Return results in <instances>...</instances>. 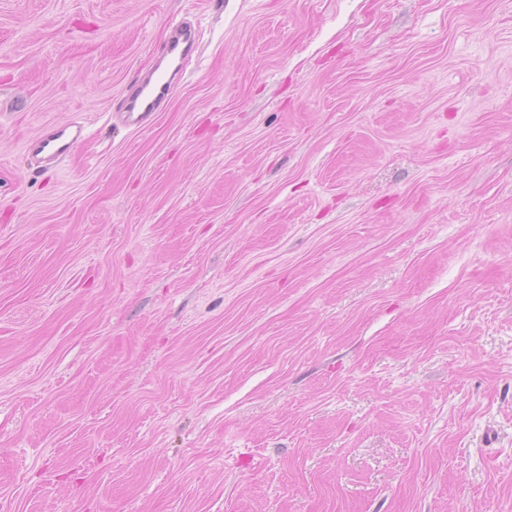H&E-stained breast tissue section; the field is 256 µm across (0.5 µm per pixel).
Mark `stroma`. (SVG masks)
I'll return each mask as SVG.
<instances>
[{"label":"stroma","instance_id":"obj_1","mask_svg":"<svg viewBox=\"0 0 512 512\" xmlns=\"http://www.w3.org/2000/svg\"><path fill=\"white\" fill-rule=\"evenodd\" d=\"M0 512H512V0H0ZM197 50L196 33L190 25L180 24L173 27L158 58L159 68L163 64L167 66L166 74L155 78V72L145 74L125 94L121 109L112 113V118L130 130L147 127L183 78L187 58ZM87 138L86 129L80 124H67L50 128L31 139L29 153L41 158L47 165L58 164L70 155Z\"/></svg>","mask_w":512,"mask_h":512}]
</instances>
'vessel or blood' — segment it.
<instances>
[{
    "mask_svg": "<svg viewBox=\"0 0 512 512\" xmlns=\"http://www.w3.org/2000/svg\"><path fill=\"white\" fill-rule=\"evenodd\" d=\"M197 49L196 33L190 25L173 27L158 59L159 64L166 66V73L158 76L145 74L125 94L120 110L114 114L115 120L130 130L147 127L183 78L186 60ZM86 138L84 126L60 125L31 139L27 148L29 153L41 158L46 164L55 165L70 155Z\"/></svg>",
    "mask_w": 512,
    "mask_h": 512,
    "instance_id": "obj_1",
    "label": "vessel or blood"
}]
</instances>
